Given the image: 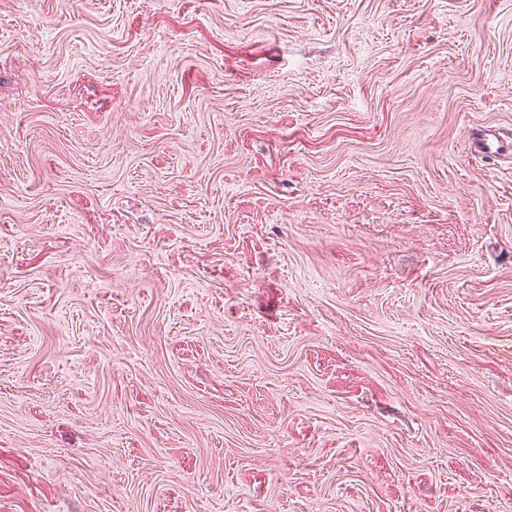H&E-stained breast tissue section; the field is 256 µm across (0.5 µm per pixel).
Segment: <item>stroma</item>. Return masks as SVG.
Returning <instances> with one entry per match:
<instances>
[{
    "mask_svg": "<svg viewBox=\"0 0 512 512\" xmlns=\"http://www.w3.org/2000/svg\"><path fill=\"white\" fill-rule=\"evenodd\" d=\"M512 0H0V512H512Z\"/></svg>",
    "mask_w": 512,
    "mask_h": 512,
    "instance_id": "1",
    "label": "stroma"
}]
</instances>
